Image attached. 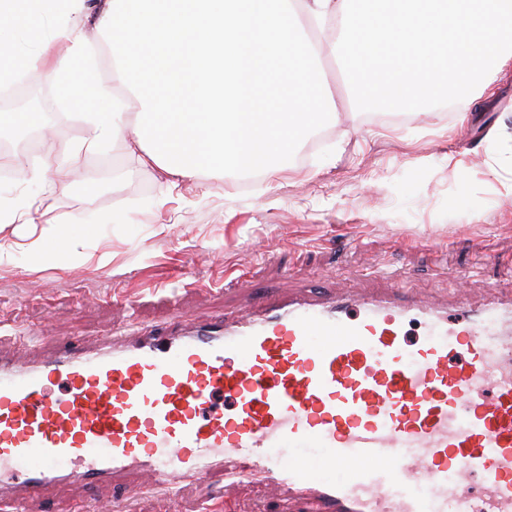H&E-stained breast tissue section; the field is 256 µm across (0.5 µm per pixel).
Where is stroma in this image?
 Listing matches in <instances>:
<instances>
[{
	"mask_svg": "<svg viewBox=\"0 0 512 512\" xmlns=\"http://www.w3.org/2000/svg\"><path fill=\"white\" fill-rule=\"evenodd\" d=\"M320 68L336 120L315 145L266 180L201 176L172 181L138 169L121 146L89 152L40 64L21 81L38 85L55 124L54 153L68 170L50 198L6 157L0 211L25 214L0 227V351L46 356L80 336L135 337L177 318L237 316L261 296L321 289L325 297L379 293L391 285L444 304L466 289L475 304L512 296V69L467 116L439 103L426 112H386L358 99L338 62ZM71 248L56 251L60 233ZM140 484L130 512H196L214 494L200 480L172 496L140 473L88 486L64 482L43 512L121 502ZM226 512H300L261 484L223 487Z\"/></svg>",
	"mask_w": 512,
	"mask_h": 512,
	"instance_id": "1",
	"label": "stroma"
}]
</instances>
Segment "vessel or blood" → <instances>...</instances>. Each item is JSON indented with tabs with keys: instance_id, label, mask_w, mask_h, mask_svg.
Instances as JSON below:
<instances>
[{
	"instance_id": "vessel-or-blood-1",
	"label": "vessel or blood",
	"mask_w": 512,
	"mask_h": 512,
	"mask_svg": "<svg viewBox=\"0 0 512 512\" xmlns=\"http://www.w3.org/2000/svg\"><path fill=\"white\" fill-rule=\"evenodd\" d=\"M509 322L512 301L475 308L462 290L448 307L400 289L272 294L233 320L26 365L0 353V512L131 472L168 491L202 475L263 482L317 512H512Z\"/></svg>"
}]
</instances>
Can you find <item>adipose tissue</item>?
I'll return each instance as SVG.
<instances>
[{"label": "adipose tissue", "instance_id": "ef3b65f1", "mask_svg": "<svg viewBox=\"0 0 512 512\" xmlns=\"http://www.w3.org/2000/svg\"><path fill=\"white\" fill-rule=\"evenodd\" d=\"M102 0L95 25L115 80L74 113L84 145L121 144L143 169L180 179L268 176L311 128L335 120L321 56L382 109L468 111L512 60V0ZM86 0H0V77L32 63L67 85L94 66ZM54 20L44 33V20ZM35 45L21 53L18 35ZM68 52L56 54L57 43Z\"/></svg>", "mask_w": 512, "mask_h": 512}]
</instances>
